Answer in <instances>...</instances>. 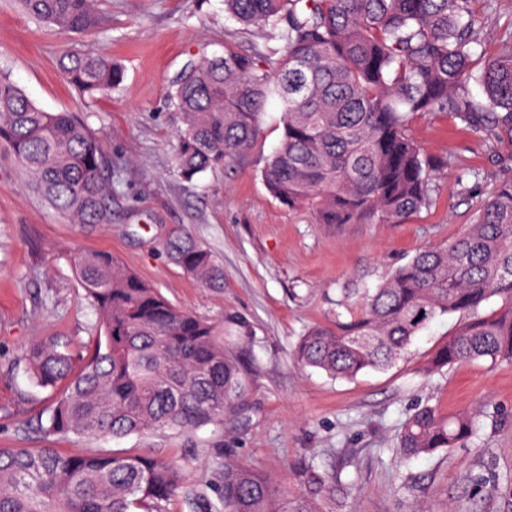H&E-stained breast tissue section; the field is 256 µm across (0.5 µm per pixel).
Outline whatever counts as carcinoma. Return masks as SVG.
Returning <instances> with one entry per match:
<instances>
[{
  "label": "carcinoma",
  "instance_id": "obj_1",
  "mask_svg": "<svg viewBox=\"0 0 512 512\" xmlns=\"http://www.w3.org/2000/svg\"><path fill=\"white\" fill-rule=\"evenodd\" d=\"M474 0H224L238 22L265 29V50L188 64L170 94L183 114L175 167L181 179L228 168L253 145L269 99L280 101L283 135L263 179L288 207L310 209L319 224L378 217L401 224L430 201L435 161L408 134L418 113L442 112L483 139L512 135V39L474 66L481 18ZM35 20L76 32L95 25V0H18ZM62 68L80 99L117 87L122 72L93 53L65 55ZM475 82L486 100L470 94ZM0 147L29 186L73 224L112 216V183L98 138L71 112H47L0 74ZM168 251L184 272L224 287V268L194 238ZM73 270L93 308L99 336L73 352L34 343L23 359L34 386L54 392L46 437L87 439L191 433L224 427L246 410L249 373L227 349L245 343L249 322L217 324L167 300L104 251L79 252ZM498 296L505 307L485 314ZM331 325L300 337L294 361L336 380L386 370L409 354L436 318L457 314L456 332L431 355L426 373L489 357L512 361V178L479 206L474 223L396 268L373 292H346ZM474 411L447 414L420 405L402 424L403 463L479 437ZM293 496L226 454L222 512H320L347 491L312 463L298 466ZM185 487L174 460L153 454H63L0 448V512H166Z\"/></svg>",
  "mask_w": 512,
  "mask_h": 512
}]
</instances>
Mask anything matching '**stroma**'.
Masks as SVG:
<instances>
[{
	"label": "stroma",
	"mask_w": 512,
	"mask_h": 512,
	"mask_svg": "<svg viewBox=\"0 0 512 512\" xmlns=\"http://www.w3.org/2000/svg\"><path fill=\"white\" fill-rule=\"evenodd\" d=\"M100 31L64 32L0 0V73L39 107L77 113L101 141L112 171V221L69 223L26 185L0 152V448L49 444L38 428L51 403L32 387L23 354L36 341L78 350L98 336L96 315L72 271L81 251H106L159 288L179 308L212 322L236 313L252 326L243 351L251 372L246 419L225 433L135 434L119 440L75 436L50 444L60 452L154 453L180 461L186 488L167 512H197L191 495L220 512L224 451L294 494L293 466L314 460L351 484L343 512H512V363L485 358L434 375L424 367L452 335L458 316L433 321L407 359L352 381L300 368L290 352L311 326L334 319L341 288H375L419 251L443 244L472 223L479 201L512 177V139L480 140L442 113L415 115L409 133L445 159L429 206L402 224L370 218L318 224L303 208L283 206L262 170L279 146L282 112L270 100L256 141L235 169L187 182L174 169L181 113L170 104L175 77L191 60L225 47L263 50L260 27H243L224 0H100ZM484 28L478 55L494 54L512 35V0H475ZM92 52L124 70L119 89L84 103L65 79L63 52ZM177 233L206 245L224 267V286L203 287L166 251ZM480 410L483 430L472 445L400 465L394 446L412 409Z\"/></svg>",
	"instance_id": "1"
}]
</instances>
